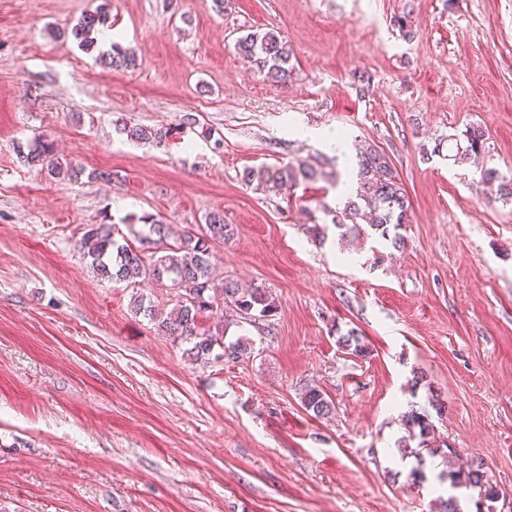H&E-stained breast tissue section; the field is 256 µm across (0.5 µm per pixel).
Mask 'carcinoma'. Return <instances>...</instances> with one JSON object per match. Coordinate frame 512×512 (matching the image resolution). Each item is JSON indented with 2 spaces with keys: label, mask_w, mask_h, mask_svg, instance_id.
<instances>
[{
  "label": "carcinoma",
  "mask_w": 512,
  "mask_h": 512,
  "mask_svg": "<svg viewBox=\"0 0 512 512\" xmlns=\"http://www.w3.org/2000/svg\"><path fill=\"white\" fill-rule=\"evenodd\" d=\"M104 15H86L72 31L75 39L87 49L94 46L93 32L104 24ZM235 49L253 62L259 71L277 81L291 76V50L280 32L272 29L262 34L249 33L237 39ZM112 66L118 69L133 68L137 65L134 53L112 45ZM122 132L133 141L160 142L167 133L160 129L138 124H123ZM467 145L465 154L480 156L485 153L486 137L480 126L465 130ZM357 170L352 196L343 208L329 209L331 224L338 230L340 238L367 237L377 235L390 242L393 247L404 245L400 233L403 225L409 223V199L402 184L394 174L387 156L376 148L368 147L357 153ZM27 164L45 168L54 175L62 173L60 162L54 157V145L46 140L36 139L27 153L23 154ZM324 176L323 170L307 163L288 165L267 175V181L274 187L292 190L299 184L314 181ZM482 179L487 184H498L499 195L512 199V177H506L495 168L483 170ZM234 234L231 225L224 223V215L214 212L206 222L193 231L184 232L174 243L168 242V226L160 221L148 225V234L139 239L140 246L120 245L112 238V227L101 224L88 231L85 238L87 256L96 274L112 281L134 282L147 279L176 290L174 307L163 314L154 309L152 303L139 295L133 301L134 311L155 322L165 335L191 343L186 350L188 357L207 365L210 361L224 358H238V354L250 349L249 339L239 337L224 343L223 322H218L214 331L198 330V317L210 311L214 304L223 301L244 320L274 316L277 305L264 288H241L231 280L216 286L211 279V252L213 245L229 240ZM151 244L154 251L147 254L141 246ZM342 348L365 357L369 354L366 345L353 332L339 338ZM220 352H215V349ZM304 410L316 419H327L335 410L332 399L317 386L308 387L301 397ZM445 405L438 399L430 400L426 406H413L404 415L407 439L402 448L416 456L425 450L435 456L438 436L433 416H443ZM417 442L411 447L410 442ZM440 479L448 480L454 486H473L483 489L484 498L493 502L499 498V490L489 484L484 464L478 460L466 469L444 470Z\"/></svg>",
  "instance_id": "1"
}]
</instances>
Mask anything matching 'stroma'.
Masks as SVG:
<instances>
[{
    "label": "stroma",
    "instance_id": "stroma-1",
    "mask_svg": "<svg viewBox=\"0 0 512 512\" xmlns=\"http://www.w3.org/2000/svg\"><path fill=\"white\" fill-rule=\"evenodd\" d=\"M100 7L137 69L72 36ZM269 29L293 51L283 84L234 48ZM125 122L168 136L131 142ZM472 125L477 161L456 149ZM38 136L77 178L22 163ZM368 145L409 198L404 247L314 242L347 199L331 173ZM300 161L326 178L245 179ZM484 165L512 173V0H0V512H437L441 495L477 512L478 489L439 483L442 456L396 447L432 396L451 461L482 460L512 512V200L483 192ZM215 210L234 227L218 279L278 312L231 325L252 352L201 366L133 310H170L169 289L98 279L82 242ZM351 332L369 356L339 345ZM310 386L331 418L303 409ZM304 410L316 419H328L335 410L332 399L317 386L308 387L301 397Z\"/></svg>",
    "mask_w": 512,
    "mask_h": 512
}]
</instances>
